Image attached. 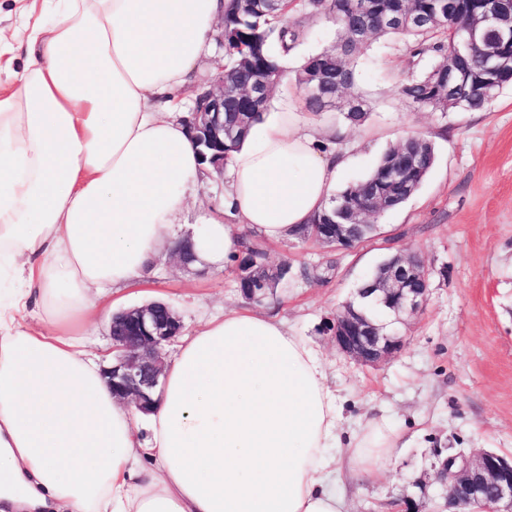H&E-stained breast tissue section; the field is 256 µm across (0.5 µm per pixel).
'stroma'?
<instances>
[{
    "label": "stroma",
    "mask_w": 512,
    "mask_h": 512,
    "mask_svg": "<svg viewBox=\"0 0 512 512\" xmlns=\"http://www.w3.org/2000/svg\"><path fill=\"white\" fill-rule=\"evenodd\" d=\"M42 4L0 0V28L25 42ZM301 20L306 36L288 58L292 71L336 39L326 20L308 14ZM412 68L400 41L381 39L364 53L351 92L366 100L369 116L347 130L352 147L338 185L365 177L397 139L414 132L436 152L418 193L351 250L294 238L264 244L268 262L288 264L289 273L262 306L326 360L341 437L375 415L404 442L380 483L354 485L337 471L350 512H398L406 497L416 512H438L443 499L430 476L439 458L486 449L512 454V87L483 111L441 114L402 98L399 87ZM397 252L419 254L430 270L428 302L399 327L405 349L380 366H364L337 351L325 327L367 272ZM153 279L188 330L246 304L229 265L167 261Z\"/></svg>",
    "instance_id": "obj_1"
}]
</instances>
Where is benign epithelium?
Listing matches in <instances>:
<instances>
[{"mask_svg":"<svg viewBox=\"0 0 512 512\" xmlns=\"http://www.w3.org/2000/svg\"><path fill=\"white\" fill-rule=\"evenodd\" d=\"M512 0H494V7L468 27V43L490 56L486 76L478 83L485 91L497 82L498 74L512 72ZM226 77L219 76L201 109L195 114L193 139L201 154L212 152L209 162L224 175V95ZM357 224H326L319 243L341 249L357 245ZM286 265L268 262L247 270L253 282L251 298L261 300L272 281L285 275ZM430 271L416 256L392 254L375 267L364 295L376 306L386 308V316L402 322L420 315L429 294ZM183 323L169 307L157 303L134 306L112 316L109 336L115 357L106 371L108 384L119 398L131 399L146 411L151 394L164 372L163 352L181 334ZM336 348L365 366H378L401 352L406 337L388 323L345 303L331 324ZM435 481L442 489L447 512H461L473 501L486 502L487 512H512V456L483 450L473 456L461 452L443 458L435 468Z\"/></svg>","mask_w":512,"mask_h":512,"instance_id":"benign-epithelium-1","label":"benign epithelium"}]
</instances>
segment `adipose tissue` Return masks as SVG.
Wrapping results in <instances>:
<instances>
[{
  "instance_id": "1",
  "label": "adipose tissue",
  "mask_w": 512,
  "mask_h": 512,
  "mask_svg": "<svg viewBox=\"0 0 512 512\" xmlns=\"http://www.w3.org/2000/svg\"><path fill=\"white\" fill-rule=\"evenodd\" d=\"M228 0H45L0 92V504L10 512H346L337 460L381 480L400 437L341 442L319 353L238 308L179 336L149 413L113 397L88 343L99 302L150 284L213 169L185 89ZM321 113H263L192 232L227 264L243 229L278 241L323 212L348 157ZM37 306L41 329L24 323ZM148 437H141L140 429Z\"/></svg>"
}]
</instances>
